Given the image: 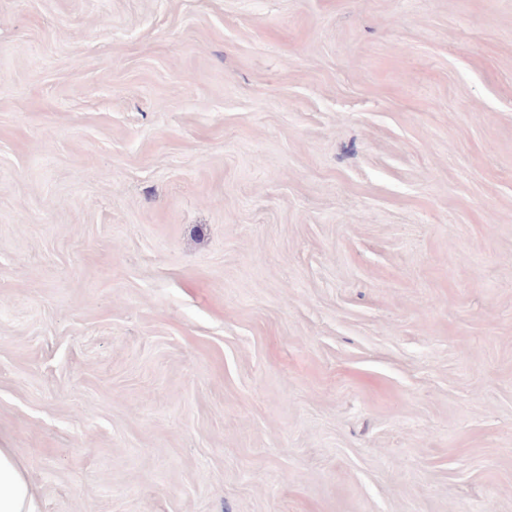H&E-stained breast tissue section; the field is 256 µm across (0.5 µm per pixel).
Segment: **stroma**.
Instances as JSON below:
<instances>
[{"mask_svg": "<svg viewBox=\"0 0 512 512\" xmlns=\"http://www.w3.org/2000/svg\"><path fill=\"white\" fill-rule=\"evenodd\" d=\"M0 447L41 512H512V0H0Z\"/></svg>", "mask_w": 512, "mask_h": 512, "instance_id": "stroma-1", "label": "stroma"}]
</instances>
